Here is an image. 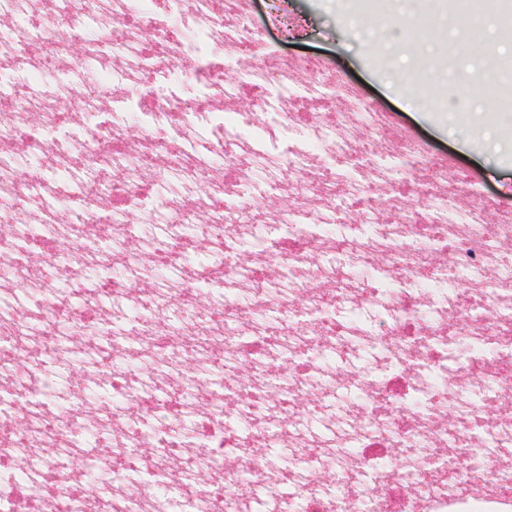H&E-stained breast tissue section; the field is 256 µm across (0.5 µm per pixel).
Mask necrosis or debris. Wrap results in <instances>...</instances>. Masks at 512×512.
Listing matches in <instances>:
<instances>
[{
	"mask_svg": "<svg viewBox=\"0 0 512 512\" xmlns=\"http://www.w3.org/2000/svg\"><path fill=\"white\" fill-rule=\"evenodd\" d=\"M262 39L254 0H0V512H512V195L461 205L413 133L381 161L389 113L306 58L213 61ZM246 92L294 146L225 138Z\"/></svg>",
	"mask_w": 512,
	"mask_h": 512,
	"instance_id": "necrosis-or-debris-1",
	"label": "necrosis or debris"
}]
</instances>
